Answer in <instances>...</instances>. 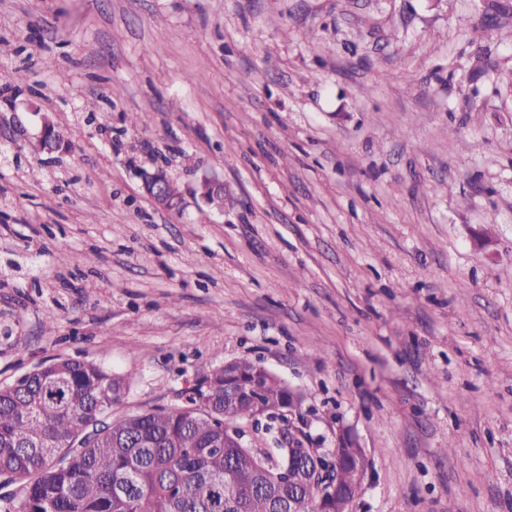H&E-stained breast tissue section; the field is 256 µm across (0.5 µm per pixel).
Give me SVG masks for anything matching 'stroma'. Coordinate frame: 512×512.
I'll use <instances>...</instances> for the list:
<instances>
[{
    "mask_svg": "<svg viewBox=\"0 0 512 512\" xmlns=\"http://www.w3.org/2000/svg\"><path fill=\"white\" fill-rule=\"evenodd\" d=\"M1 83L0 384L85 359L149 409L246 359L363 448L350 512H512V0H0ZM38 148L42 153L52 154L65 149L64 138L43 118L41 132L38 140ZM142 190L156 206L167 211L179 212L183 207L180 196L170 192L169 178L162 169L146 172L142 176Z\"/></svg>",
    "mask_w": 512,
    "mask_h": 512,
    "instance_id": "stroma-1",
    "label": "stroma"
}]
</instances>
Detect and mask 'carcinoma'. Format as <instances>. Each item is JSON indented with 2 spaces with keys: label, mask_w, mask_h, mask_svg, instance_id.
Segmentation results:
<instances>
[{
  "label": "carcinoma",
  "mask_w": 512,
  "mask_h": 512,
  "mask_svg": "<svg viewBox=\"0 0 512 512\" xmlns=\"http://www.w3.org/2000/svg\"><path fill=\"white\" fill-rule=\"evenodd\" d=\"M232 375L219 366L207 385L177 407L117 413L125 379L100 364L73 358L44 362L0 385V512H327L322 481L309 472L291 486L269 476L284 464L282 448H213L224 422L258 419L248 395L264 376L263 417H278L288 386L260 366L239 361ZM340 471L357 496L367 461L337 448Z\"/></svg>",
  "instance_id": "cac0c4a2"
}]
</instances>
